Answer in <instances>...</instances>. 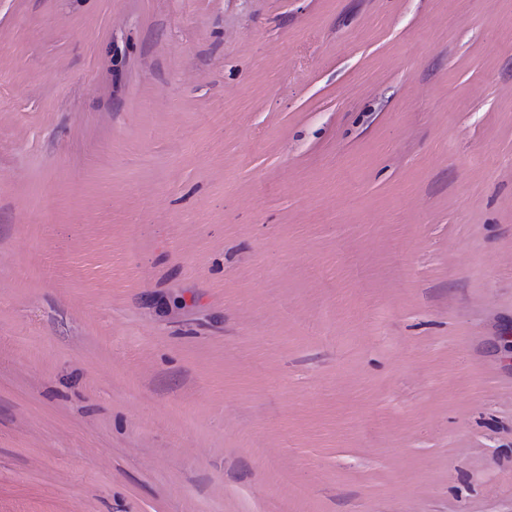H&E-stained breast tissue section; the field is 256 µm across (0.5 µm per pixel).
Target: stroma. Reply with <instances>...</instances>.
<instances>
[{"mask_svg":"<svg viewBox=\"0 0 512 512\" xmlns=\"http://www.w3.org/2000/svg\"><path fill=\"white\" fill-rule=\"evenodd\" d=\"M512 512V0H0V512Z\"/></svg>","mask_w":512,"mask_h":512,"instance_id":"1","label":"stroma"}]
</instances>
